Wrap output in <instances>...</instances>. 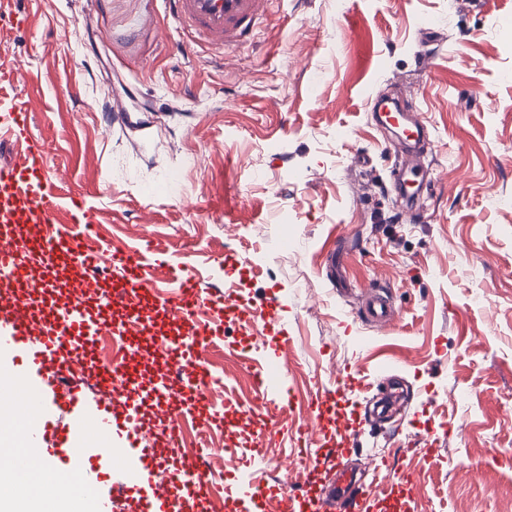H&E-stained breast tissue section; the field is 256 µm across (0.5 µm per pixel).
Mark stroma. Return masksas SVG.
<instances>
[{
  "label": "stroma",
  "mask_w": 512,
  "mask_h": 512,
  "mask_svg": "<svg viewBox=\"0 0 512 512\" xmlns=\"http://www.w3.org/2000/svg\"><path fill=\"white\" fill-rule=\"evenodd\" d=\"M15 8L29 28L0 67L31 76L35 131L99 245L152 237L207 290L235 255L241 296L284 308L296 425L331 370L359 380L356 438L319 449L313 495L341 466L366 485L412 475L407 512H512V0H266L269 22L220 58L185 44L164 0H0ZM379 86L415 92L435 137L415 224L390 187L395 149L367 120ZM283 209L291 244L275 250ZM338 249L343 287L328 277ZM373 286L393 294L392 329L358 317ZM248 331L245 349L206 352L237 411L261 405L254 374L275 342ZM382 387L387 421L365 412ZM236 440L257 443L272 482L295 453L285 432L260 442L245 424Z\"/></svg>",
  "instance_id": "obj_1"
}]
</instances>
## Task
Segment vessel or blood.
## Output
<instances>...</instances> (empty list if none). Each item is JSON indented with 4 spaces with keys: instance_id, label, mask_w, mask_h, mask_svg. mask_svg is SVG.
<instances>
[{
    "instance_id": "obj_1",
    "label": "vessel or blood",
    "mask_w": 512,
    "mask_h": 512,
    "mask_svg": "<svg viewBox=\"0 0 512 512\" xmlns=\"http://www.w3.org/2000/svg\"><path fill=\"white\" fill-rule=\"evenodd\" d=\"M176 22L209 50L246 42L261 19V0H169ZM27 84L11 70L0 68V146L11 154L0 161V344L25 351L24 372L35 373L52 393L51 405L61 423L15 428L11 467L19 469L26 453L43 450L49 468L69 466L94 473L104 481L106 471L94 456L84 454L88 437L117 435L124 451L138 467L129 475L136 490L137 512H183L186 498L207 503L213 478L199 459L178 455L179 430L186 416L201 426L213 418L216 391L202 362L212 337L223 335L231 316L242 314L275 331L279 347L290 340L280 304L275 299L243 300L237 289L202 293L192 267L165 255L152 240L98 247L97 221L84 197L64 192L47 160V149L36 138ZM370 118L380 126L404 129L408 157L395 184L405 200L408 222L419 220L413 207L420 199L426 175L411 164L431 144L428 126L419 110L403 104L387 107L381 95L370 100ZM163 270L169 298L155 293L156 270ZM360 316L386 327L396 321L390 294L368 290ZM167 320L173 334L155 338V319ZM122 336L142 337L154 353L155 371L145 374L129 359L112 363L97 360V342L104 327ZM85 376L99 385L96 396L81 386ZM258 389L268 400L265 412L275 424L289 416L288 379L277 355H270L256 374ZM347 371L319 386L310 408L313 423L299 427L307 442L319 444L332 427L340 426L337 404L352 389ZM160 408V424L151 443H144L145 413ZM353 475L337 468L331 499L311 501L309 493L294 494L287 485H268L253 478L244 498L230 512H300L312 503L314 512H329L332 499L348 501L350 512H369L372 501L393 491L386 483L374 491L353 496Z\"/></svg>"
}]
</instances>
